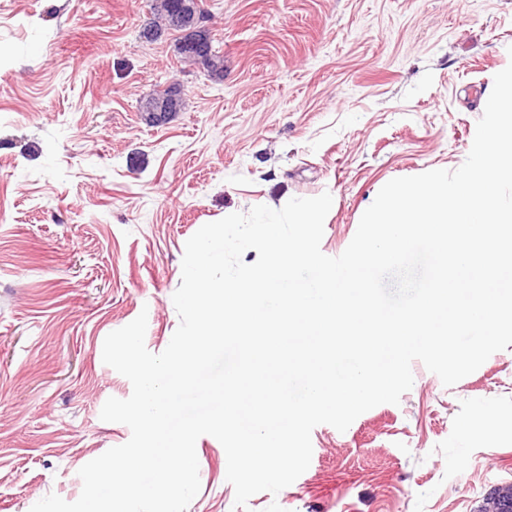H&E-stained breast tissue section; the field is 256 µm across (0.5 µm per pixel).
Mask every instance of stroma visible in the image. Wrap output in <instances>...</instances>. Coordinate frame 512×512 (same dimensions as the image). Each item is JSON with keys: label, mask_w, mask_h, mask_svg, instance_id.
I'll list each match as a JSON object with an SVG mask.
<instances>
[{"label": "stroma", "mask_w": 512, "mask_h": 512, "mask_svg": "<svg viewBox=\"0 0 512 512\" xmlns=\"http://www.w3.org/2000/svg\"><path fill=\"white\" fill-rule=\"evenodd\" d=\"M224 74L143 35L150 0H0V512L75 501L79 469L131 431L100 417L130 381L106 336L147 313V349L203 225L330 193L339 256L391 179L466 160L512 0H202ZM185 107L147 123L172 82ZM399 404L311 433L308 469L235 504L226 453L196 443L187 512H478L512 484V345L444 386L422 363Z\"/></svg>", "instance_id": "obj_1"}]
</instances>
